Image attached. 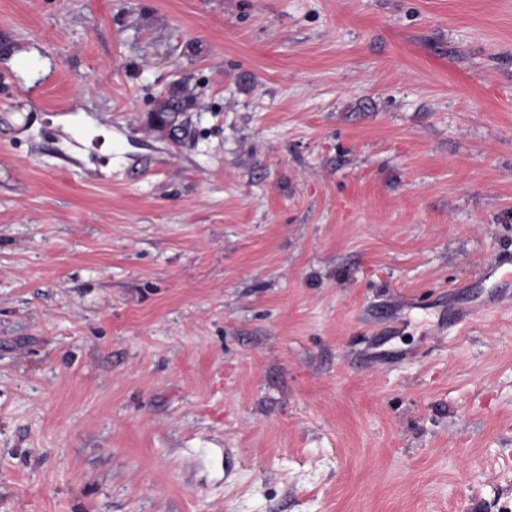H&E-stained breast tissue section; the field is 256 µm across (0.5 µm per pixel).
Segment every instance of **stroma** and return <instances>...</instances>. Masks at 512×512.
Wrapping results in <instances>:
<instances>
[{
  "instance_id": "stroma-1",
  "label": "stroma",
  "mask_w": 512,
  "mask_h": 512,
  "mask_svg": "<svg viewBox=\"0 0 512 512\" xmlns=\"http://www.w3.org/2000/svg\"><path fill=\"white\" fill-rule=\"evenodd\" d=\"M500 262L512 0H0V512H512Z\"/></svg>"
}]
</instances>
